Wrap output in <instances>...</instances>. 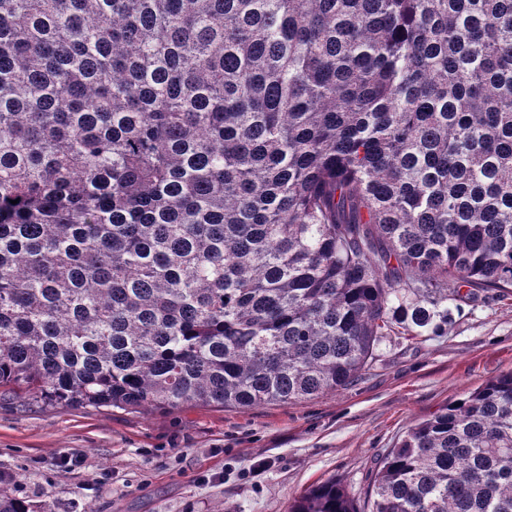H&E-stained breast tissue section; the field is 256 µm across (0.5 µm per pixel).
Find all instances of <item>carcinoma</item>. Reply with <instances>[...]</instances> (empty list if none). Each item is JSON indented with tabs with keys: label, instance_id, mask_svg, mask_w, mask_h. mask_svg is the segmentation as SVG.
<instances>
[{
	"label": "carcinoma",
	"instance_id": "obj_1",
	"mask_svg": "<svg viewBox=\"0 0 512 512\" xmlns=\"http://www.w3.org/2000/svg\"><path fill=\"white\" fill-rule=\"evenodd\" d=\"M475 287L512 293V0H0L1 392L311 400ZM289 512H512V372Z\"/></svg>",
	"mask_w": 512,
	"mask_h": 512
}]
</instances>
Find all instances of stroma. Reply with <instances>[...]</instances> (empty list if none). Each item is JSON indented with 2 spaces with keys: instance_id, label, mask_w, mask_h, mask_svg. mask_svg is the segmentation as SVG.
I'll return each instance as SVG.
<instances>
[{
  "instance_id": "obj_1",
  "label": "stroma",
  "mask_w": 512,
  "mask_h": 512,
  "mask_svg": "<svg viewBox=\"0 0 512 512\" xmlns=\"http://www.w3.org/2000/svg\"><path fill=\"white\" fill-rule=\"evenodd\" d=\"M512 371V295L479 292L442 335L382 342L351 386L247 411L124 412L0 397V481L52 512H288L329 479L364 498L373 462L417 420ZM73 455L83 463L63 465ZM271 466L241 473L254 458Z\"/></svg>"
}]
</instances>
